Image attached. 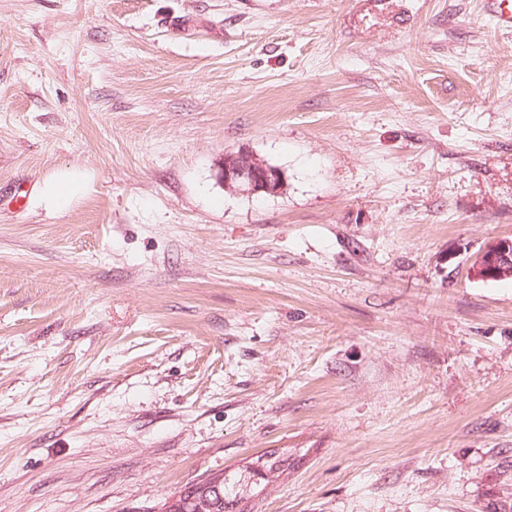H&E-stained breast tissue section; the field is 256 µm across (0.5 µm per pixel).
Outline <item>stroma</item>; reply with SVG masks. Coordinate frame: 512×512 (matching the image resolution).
Here are the masks:
<instances>
[{
	"label": "stroma",
	"instance_id": "1",
	"mask_svg": "<svg viewBox=\"0 0 512 512\" xmlns=\"http://www.w3.org/2000/svg\"><path fill=\"white\" fill-rule=\"evenodd\" d=\"M282 169L224 188L225 154ZM92 176L71 208L37 189ZM512 29L482 0H0V512H512ZM91 176L77 169L61 168L43 178L40 199L51 209L64 211L87 193ZM511 257L512 241L501 240L479 255L473 266L474 274L486 279L501 278L510 271ZM244 471L225 474L219 493L209 490L208 499L210 508L205 512H244L247 504L253 498H258L266 489L263 481L249 485L251 473L254 469H264L267 472L284 474L288 470V452L266 451L251 462ZM249 487V489H248ZM248 489V492H247Z\"/></svg>",
	"mask_w": 512,
	"mask_h": 512
}]
</instances>
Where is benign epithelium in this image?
I'll list each match as a JSON object with an SVG mask.
<instances>
[{"label":"benign epithelium","instance_id":"7a95c632","mask_svg":"<svg viewBox=\"0 0 512 512\" xmlns=\"http://www.w3.org/2000/svg\"><path fill=\"white\" fill-rule=\"evenodd\" d=\"M224 188L230 191L246 190L253 195H276L283 190V172L246 151L224 156ZM512 264V241L501 240L485 250L476 259L474 274L490 279L509 273Z\"/></svg>","mask_w":512,"mask_h":512}]
</instances>
